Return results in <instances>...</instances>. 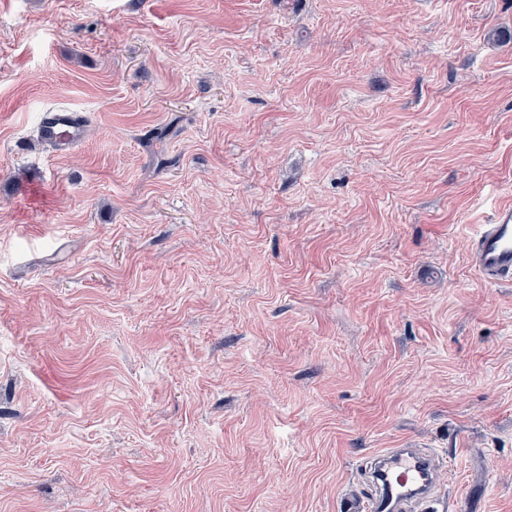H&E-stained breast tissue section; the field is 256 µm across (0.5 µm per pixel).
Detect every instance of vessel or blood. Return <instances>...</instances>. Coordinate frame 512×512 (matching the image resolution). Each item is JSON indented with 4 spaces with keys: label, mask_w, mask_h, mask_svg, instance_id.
I'll return each mask as SVG.
<instances>
[{
    "label": "vessel or blood",
    "mask_w": 512,
    "mask_h": 512,
    "mask_svg": "<svg viewBox=\"0 0 512 512\" xmlns=\"http://www.w3.org/2000/svg\"><path fill=\"white\" fill-rule=\"evenodd\" d=\"M82 113L50 107L40 118L45 144L65 151L84 138ZM470 261L488 282H512V202L495 206L471 242ZM446 462L422 448H384L363 466L364 485L341 499V512H439L437 494Z\"/></svg>",
    "instance_id": "obj_1"
}]
</instances>
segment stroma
<instances>
[{"instance_id":"1","label":"stroma","mask_w":512,"mask_h":512,"mask_svg":"<svg viewBox=\"0 0 512 512\" xmlns=\"http://www.w3.org/2000/svg\"><path fill=\"white\" fill-rule=\"evenodd\" d=\"M512 0H0V512H338L429 448L512 512ZM62 105L85 138L57 154ZM39 130L46 145L70 150L84 138V115L69 107H48L41 114ZM470 261L488 282H512V202L495 206L471 242Z\"/></svg>"}]
</instances>
